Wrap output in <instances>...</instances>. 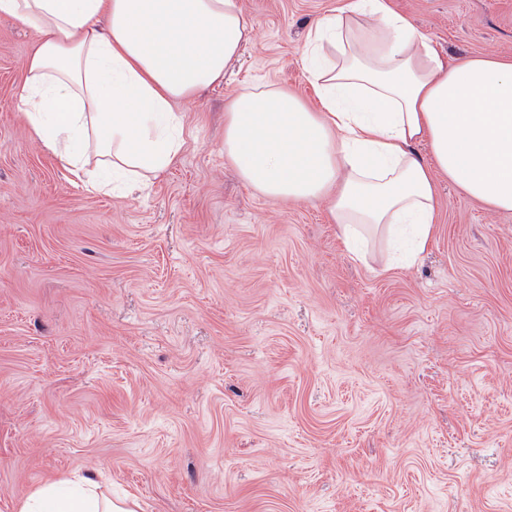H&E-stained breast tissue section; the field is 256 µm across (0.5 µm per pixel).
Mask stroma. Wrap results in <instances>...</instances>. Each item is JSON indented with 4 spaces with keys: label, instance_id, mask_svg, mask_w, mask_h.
Masks as SVG:
<instances>
[{
    "label": "stroma",
    "instance_id": "stroma-1",
    "mask_svg": "<svg viewBox=\"0 0 512 512\" xmlns=\"http://www.w3.org/2000/svg\"><path fill=\"white\" fill-rule=\"evenodd\" d=\"M348 0H239L254 40L181 104L145 189H88L21 112L37 36L0 17V512L95 475L137 512H512V214L437 179L411 265L224 155V108L318 100L311 25ZM446 61L512 54V0H389Z\"/></svg>",
    "mask_w": 512,
    "mask_h": 512
}]
</instances>
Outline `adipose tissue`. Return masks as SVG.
<instances>
[{
    "mask_svg": "<svg viewBox=\"0 0 512 512\" xmlns=\"http://www.w3.org/2000/svg\"><path fill=\"white\" fill-rule=\"evenodd\" d=\"M0 15L39 36L20 91L26 122L95 190L166 171L184 142L179 105L223 82L254 33L238 0H0ZM303 62L318 107L265 86L226 106L224 155L259 194L323 202L352 248L367 229L423 251L439 173L512 212V56L445 63L387 0H350L310 27ZM135 507L90 476L46 480L18 505Z\"/></svg>",
    "mask_w": 512,
    "mask_h": 512,
    "instance_id": "ef3b65f1",
    "label": "adipose tissue"
}]
</instances>
